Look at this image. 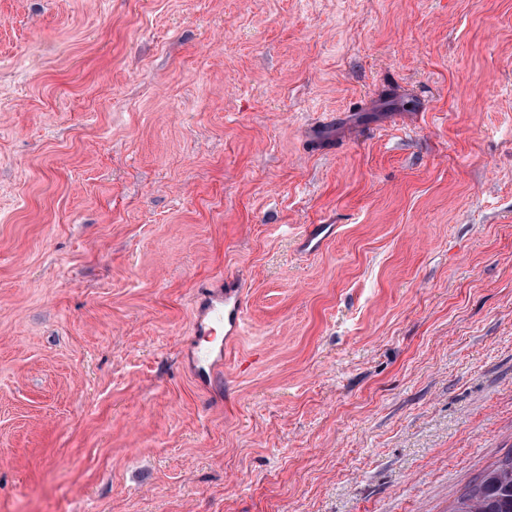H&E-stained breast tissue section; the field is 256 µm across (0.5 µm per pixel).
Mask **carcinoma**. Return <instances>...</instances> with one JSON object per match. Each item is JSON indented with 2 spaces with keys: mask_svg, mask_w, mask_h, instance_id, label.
I'll return each instance as SVG.
<instances>
[{
  "mask_svg": "<svg viewBox=\"0 0 512 512\" xmlns=\"http://www.w3.org/2000/svg\"><path fill=\"white\" fill-rule=\"evenodd\" d=\"M448 512H512V448L466 485Z\"/></svg>",
  "mask_w": 512,
  "mask_h": 512,
  "instance_id": "cac0c4a2",
  "label": "carcinoma"
}]
</instances>
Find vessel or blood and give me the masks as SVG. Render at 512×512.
Listing matches in <instances>:
<instances>
[{"mask_svg":"<svg viewBox=\"0 0 512 512\" xmlns=\"http://www.w3.org/2000/svg\"><path fill=\"white\" fill-rule=\"evenodd\" d=\"M247 314L248 300L238 283L204 290L194 323L197 340L187 353L199 383L209 381L223 363L225 347L241 336Z\"/></svg>","mask_w":512,"mask_h":512,"instance_id":"obj_1","label":"vessel or blood"}]
</instances>
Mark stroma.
Here are the masks:
<instances>
[{
    "mask_svg": "<svg viewBox=\"0 0 512 512\" xmlns=\"http://www.w3.org/2000/svg\"><path fill=\"white\" fill-rule=\"evenodd\" d=\"M511 448L512 0H0V512H448ZM223 288L204 289L194 323L198 337L187 352L196 380L203 385L214 376L217 366L224 362L226 346L241 336L247 319L248 300L240 285L227 281ZM220 332H224L220 343L210 339Z\"/></svg>",
    "mask_w": 512,
    "mask_h": 512,
    "instance_id": "35a3bbf8",
    "label": "stroma"
}]
</instances>
